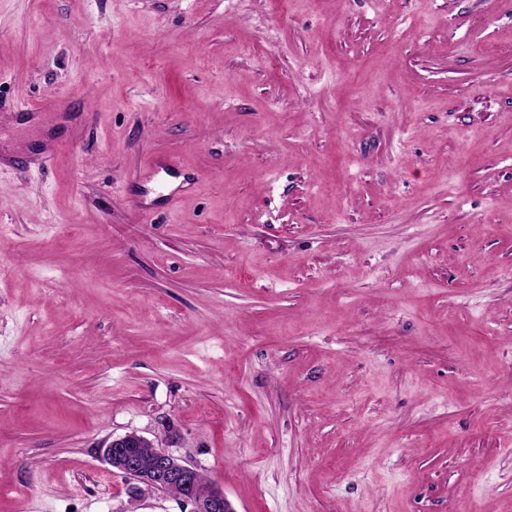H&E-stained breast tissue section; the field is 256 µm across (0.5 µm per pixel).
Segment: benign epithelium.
<instances>
[{"label": "benign epithelium", "instance_id": "1", "mask_svg": "<svg viewBox=\"0 0 512 512\" xmlns=\"http://www.w3.org/2000/svg\"><path fill=\"white\" fill-rule=\"evenodd\" d=\"M145 443L146 438L130 432L101 449V456L112 472L130 481L132 495H137L143 486L160 492L177 486L181 490L178 500L189 512H235L222 488L215 484L204 486L197 481L196 466L160 449L143 457L138 449Z\"/></svg>", "mask_w": 512, "mask_h": 512}]
</instances>
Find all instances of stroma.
Here are the masks:
<instances>
[{
	"instance_id": "1",
	"label": "stroma",
	"mask_w": 512,
	"mask_h": 512,
	"mask_svg": "<svg viewBox=\"0 0 512 512\" xmlns=\"http://www.w3.org/2000/svg\"><path fill=\"white\" fill-rule=\"evenodd\" d=\"M0 160V512H512V0H0ZM149 442L143 436L130 432L112 439L104 448L101 456L105 463L131 483L129 492L137 496L141 485L155 491L166 492L170 486H178L181 494L177 497L188 512H236L224 490L215 484L204 486L197 481L198 468L188 464L160 449L142 448ZM141 448L139 454L138 449ZM168 493L177 495V488H169Z\"/></svg>"
}]
</instances>
